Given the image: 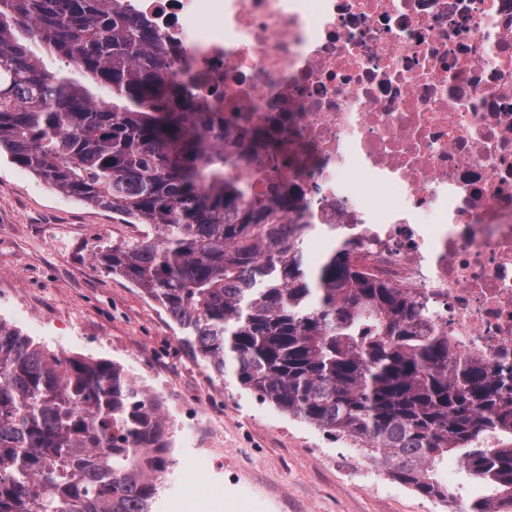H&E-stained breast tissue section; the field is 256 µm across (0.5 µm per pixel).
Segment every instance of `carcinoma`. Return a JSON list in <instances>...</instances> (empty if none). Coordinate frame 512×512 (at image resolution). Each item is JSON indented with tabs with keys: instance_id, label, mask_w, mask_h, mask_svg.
Returning <instances> with one entry per match:
<instances>
[{
	"instance_id": "cac0c4a2",
	"label": "carcinoma",
	"mask_w": 512,
	"mask_h": 512,
	"mask_svg": "<svg viewBox=\"0 0 512 512\" xmlns=\"http://www.w3.org/2000/svg\"><path fill=\"white\" fill-rule=\"evenodd\" d=\"M25 33L114 102L50 73ZM122 0H0V151L58 192L143 225L92 253L163 307L193 356L448 500L455 454L512 512V375L448 355L428 312L307 224L244 200L189 83ZM492 438L490 448L483 447ZM173 465L160 409L122 367L50 353L0 322V512H153Z\"/></svg>"
}]
</instances>
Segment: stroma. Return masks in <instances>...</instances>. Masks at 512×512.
Here are the masks:
<instances>
[{"instance_id":"stroma-1","label":"stroma","mask_w":512,"mask_h":512,"mask_svg":"<svg viewBox=\"0 0 512 512\" xmlns=\"http://www.w3.org/2000/svg\"><path fill=\"white\" fill-rule=\"evenodd\" d=\"M134 230L0 155V321L51 353L119 364L144 392L159 383L169 397L202 402L203 424L224 450V495L207 512H464L486 495L454 456L439 471L452 493L445 501L397 483L382 462L357 466L353 442L281 412L194 359L162 307L92 259L97 246ZM91 326L102 342L84 341ZM163 414L174 466L155 512H177L196 450L174 407Z\"/></svg>"}]
</instances>
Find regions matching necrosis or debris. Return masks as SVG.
Instances as JSON below:
<instances>
[{"mask_svg":"<svg viewBox=\"0 0 512 512\" xmlns=\"http://www.w3.org/2000/svg\"><path fill=\"white\" fill-rule=\"evenodd\" d=\"M183 50L247 200L512 369V0H123Z\"/></svg>","mask_w":512,"mask_h":512,"instance_id":"1","label":"necrosis or debris"}]
</instances>
